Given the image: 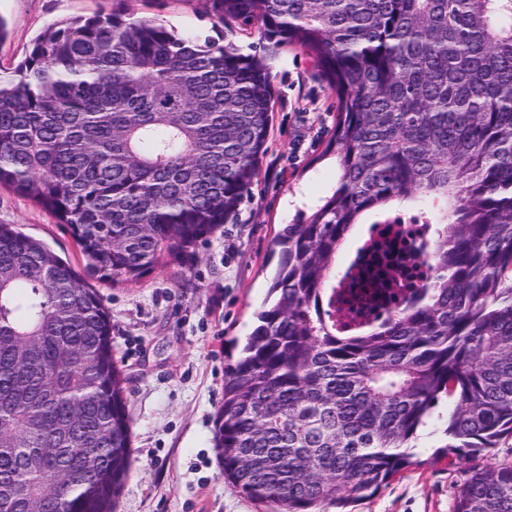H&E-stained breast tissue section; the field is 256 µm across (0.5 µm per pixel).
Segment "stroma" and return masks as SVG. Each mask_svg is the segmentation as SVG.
Masks as SVG:
<instances>
[{"instance_id": "stroma-1", "label": "stroma", "mask_w": 512, "mask_h": 512, "mask_svg": "<svg viewBox=\"0 0 512 512\" xmlns=\"http://www.w3.org/2000/svg\"><path fill=\"white\" fill-rule=\"evenodd\" d=\"M202 37L222 31L200 0H0L7 24L0 66L24 60L50 25L112 7ZM273 129L260 177L233 220L201 240L183 265L132 286L86 269L65 225L28 197L0 187V224L15 225L67 260L112 318V348L127 377L132 454L116 512H264L225 482L212 444L224 376L257 323L278 265L275 238L336 184L325 148L336 97L312 59L290 48L273 62ZM449 400L411 441L413 464L354 512H454L473 469L512 462V438L455 465L442 454Z\"/></svg>"}]
</instances>
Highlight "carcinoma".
Here are the masks:
<instances>
[{"mask_svg":"<svg viewBox=\"0 0 512 512\" xmlns=\"http://www.w3.org/2000/svg\"><path fill=\"white\" fill-rule=\"evenodd\" d=\"M204 3L219 41L102 12L0 69V186L67 225L114 287L182 264L251 195L272 61L301 49L336 95L337 181L276 238L271 301L213 418L224 479L271 512L344 508L412 464L443 397L448 457L496 447L512 436V0ZM414 198L444 204L430 288L339 335L336 253L361 215ZM131 442L101 298L0 224V512H114ZM454 512H512V464L473 470Z\"/></svg>","mask_w":512,"mask_h":512,"instance_id":"obj_1","label":"carcinoma"}]
</instances>
